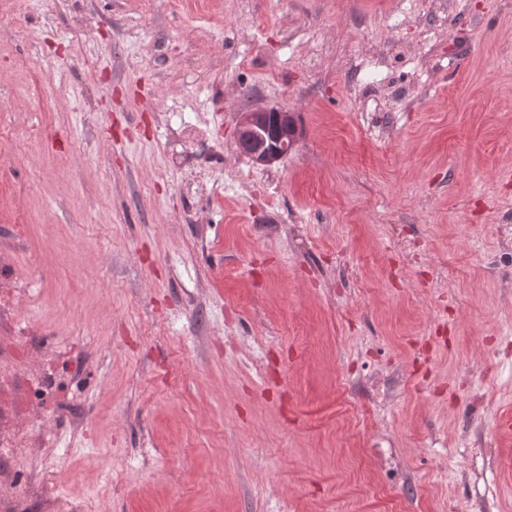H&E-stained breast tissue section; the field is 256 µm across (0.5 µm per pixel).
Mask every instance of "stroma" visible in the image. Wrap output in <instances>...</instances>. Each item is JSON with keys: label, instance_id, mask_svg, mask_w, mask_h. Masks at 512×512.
I'll use <instances>...</instances> for the list:
<instances>
[{"label": "stroma", "instance_id": "stroma-1", "mask_svg": "<svg viewBox=\"0 0 512 512\" xmlns=\"http://www.w3.org/2000/svg\"><path fill=\"white\" fill-rule=\"evenodd\" d=\"M0 252L6 512H512V0H0ZM272 120V134L264 136L265 122ZM236 136L247 154L258 165L269 166L290 150L298 138V123L293 112L282 108H257L242 112ZM290 142V147H288Z\"/></svg>", "mask_w": 512, "mask_h": 512}]
</instances>
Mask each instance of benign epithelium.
Listing matches in <instances>:
<instances>
[{"mask_svg": "<svg viewBox=\"0 0 512 512\" xmlns=\"http://www.w3.org/2000/svg\"><path fill=\"white\" fill-rule=\"evenodd\" d=\"M236 136L258 165L269 166L283 157L298 138L294 113L282 108H257L241 113Z\"/></svg>", "mask_w": 512, "mask_h": 512, "instance_id": "1", "label": "benign epithelium"}]
</instances>
